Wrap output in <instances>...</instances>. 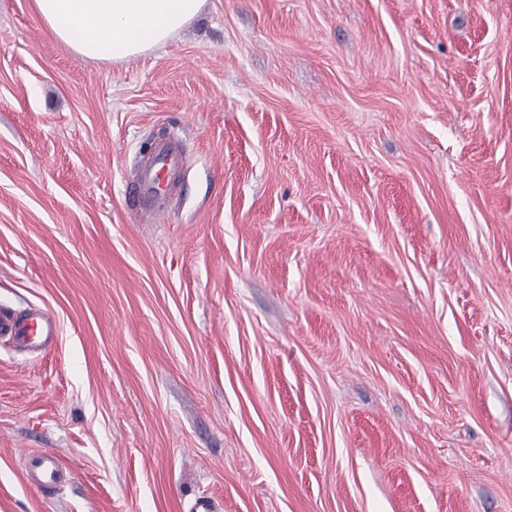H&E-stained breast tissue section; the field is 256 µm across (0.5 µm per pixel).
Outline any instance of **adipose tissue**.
<instances>
[{
    "label": "adipose tissue",
    "mask_w": 512,
    "mask_h": 512,
    "mask_svg": "<svg viewBox=\"0 0 512 512\" xmlns=\"http://www.w3.org/2000/svg\"><path fill=\"white\" fill-rule=\"evenodd\" d=\"M206 0H33L45 28L73 53L123 62L146 54L196 18Z\"/></svg>",
    "instance_id": "1"
}]
</instances>
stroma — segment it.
Instances as JSON below:
<instances>
[{
	"instance_id": "1",
	"label": "stroma",
	"mask_w": 512,
	"mask_h": 512,
	"mask_svg": "<svg viewBox=\"0 0 512 512\" xmlns=\"http://www.w3.org/2000/svg\"><path fill=\"white\" fill-rule=\"evenodd\" d=\"M0 307L60 325L0 338V512H512V0H206L119 64L0 0ZM183 154L177 143L160 140L146 156L127 184V204L135 210L148 208L154 222L168 213V203L177 184L175 174L182 168ZM58 326L54 316L30 309L18 316L0 309V336L26 350H39L54 342ZM23 465L35 486L48 489L62 484V465L59 457L53 452L45 451L28 455Z\"/></svg>"
}]
</instances>
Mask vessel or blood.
I'll list each match as a JSON object with an SVG mask.
<instances>
[{"label":"vessel or blood","mask_w":512,"mask_h":512,"mask_svg":"<svg viewBox=\"0 0 512 512\" xmlns=\"http://www.w3.org/2000/svg\"><path fill=\"white\" fill-rule=\"evenodd\" d=\"M183 165V154L170 139L159 141L146 156L127 184V204L135 210L149 209L154 219L168 212V203L177 184L174 176ZM58 326L54 316L42 310H29L18 316L0 309V336L26 350H39L54 342ZM24 466L32 482L54 488L63 481L59 457L50 451L27 456Z\"/></svg>","instance_id":"1"}]
</instances>
